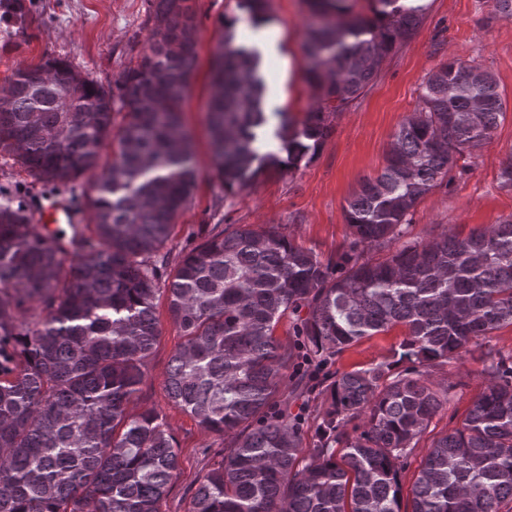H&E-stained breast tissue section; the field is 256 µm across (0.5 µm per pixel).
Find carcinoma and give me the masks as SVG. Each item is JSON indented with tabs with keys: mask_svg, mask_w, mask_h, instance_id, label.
<instances>
[{
	"mask_svg": "<svg viewBox=\"0 0 512 512\" xmlns=\"http://www.w3.org/2000/svg\"><path fill=\"white\" fill-rule=\"evenodd\" d=\"M148 2V50L113 83L50 58L17 70L0 97V151L41 182L96 175L97 228L69 255L0 192V512H160L179 448L159 413L129 405L160 337L162 293L184 337L167 396L228 438L188 512H502L512 503V358L489 342L512 326V216L401 242L417 203L491 139L506 112L494 77L458 59L429 73L386 165L347 199L351 239L336 256L320 259L275 225L239 227L184 253L165 277L160 251L199 176L180 129L198 20L195 0ZM369 2L365 17L348 0H310L304 48L317 106L300 121L283 113L276 152L257 147L261 55L224 31L208 105L224 188L315 154L427 9ZM237 8L266 18L263 0ZM30 16L27 0H0L9 34L25 35ZM27 302L42 314L19 319ZM287 315L292 346L275 335ZM397 325L406 338L391 362L323 378L300 369ZM465 355L480 363L484 391L433 440L406 493L401 472L456 388L435 376ZM290 380L327 394L312 448L288 416Z\"/></svg>",
	"mask_w": 512,
	"mask_h": 512,
	"instance_id": "cac0c4a2",
	"label": "carcinoma"
}]
</instances>
